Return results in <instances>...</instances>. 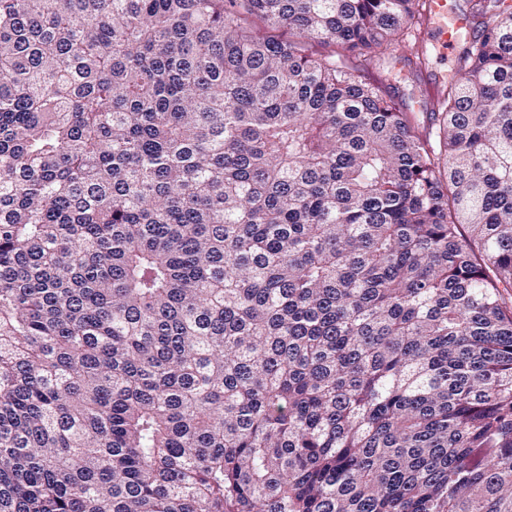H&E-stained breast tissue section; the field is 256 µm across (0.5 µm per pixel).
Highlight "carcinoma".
<instances>
[{"mask_svg":"<svg viewBox=\"0 0 512 512\" xmlns=\"http://www.w3.org/2000/svg\"><path fill=\"white\" fill-rule=\"evenodd\" d=\"M468 2L432 132L351 65L426 0H0V512H512V3Z\"/></svg>","mask_w":512,"mask_h":512,"instance_id":"cac0c4a2","label":"carcinoma"}]
</instances>
